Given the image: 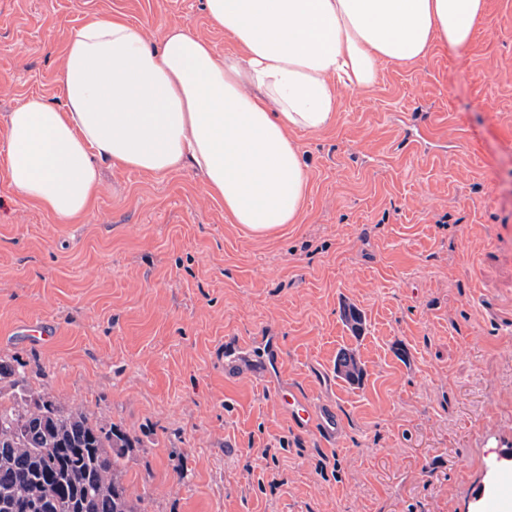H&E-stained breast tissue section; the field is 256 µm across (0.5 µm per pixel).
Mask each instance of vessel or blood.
<instances>
[{"label":"vessel or blood","instance_id":"obj_1","mask_svg":"<svg viewBox=\"0 0 512 512\" xmlns=\"http://www.w3.org/2000/svg\"><path fill=\"white\" fill-rule=\"evenodd\" d=\"M264 353V359L260 360L251 343L239 339L226 341L220 356L225 377L235 379L245 371L261 370L264 362H277L279 351L275 344H268ZM275 399L295 428L314 429L323 442H335L340 416L333 404L313 401L299 385L285 379L276 387Z\"/></svg>","mask_w":512,"mask_h":512}]
</instances>
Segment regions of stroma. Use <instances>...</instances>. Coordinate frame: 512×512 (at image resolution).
Segmentation results:
<instances>
[{
    "label": "stroma",
    "instance_id": "35a3bbf8",
    "mask_svg": "<svg viewBox=\"0 0 512 512\" xmlns=\"http://www.w3.org/2000/svg\"><path fill=\"white\" fill-rule=\"evenodd\" d=\"M93 12L236 50L204 0H0V131L29 95L63 107V46ZM334 92L333 125L293 134L308 193L272 238L190 168L101 165L86 224L0 172V357L139 440L144 512H482L512 476V0H486L467 46ZM228 336L277 337L280 368L225 379ZM343 350L359 381L337 375ZM282 376L336 406L335 443L292 428Z\"/></svg>",
    "mask_w": 512,
    "mask_h": 512
}]
</instances>
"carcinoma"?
Segmentation results:
<instances>
[{"instance_id": "cac0c4a2", "label": "carcinoma", "mask_w": 512, "mask_h": 512, "mask_svg": "<svg viewBox=\"0 0 512 512\" xmlns=\"http://www.w3.org/2000/svg\"><path fill=\"white\" fill-rule=\"evenodd\" d=\"M337 373L362 369L343 353ZM0 512L25 498L38 512H142L125 483V460L137 441L115 424L93 422L80 408L29 387L24 370L0 357Z\"/></svg>"}]
</instances>
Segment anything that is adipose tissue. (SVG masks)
I'll list each match as a JSON object with an SVG mask.
<instances>
[{"instance_id": "obj_1", "label": "adipose tissue", "mask_w": 512, "mask_h": 512, "mask_svg": "<svg viewBox=\"0 0 512 512\" xmlns=\"http://www.w3.org/2000/svg\"><path fill=\"white\" fill-rule=\"evenodd\" d=\"M237 46L219 56L180 24L154 44L126 17L93 13L64 48V108L42 96L4 134L13 191L56 223L88 222L99 165L152 175L190 167L233 223L270 237L299 220L309 173L293 130L336 118L334 86L367 89L383 60L432 41L466 46L484 0H205Z\"/></svg>"}]
</instances>
